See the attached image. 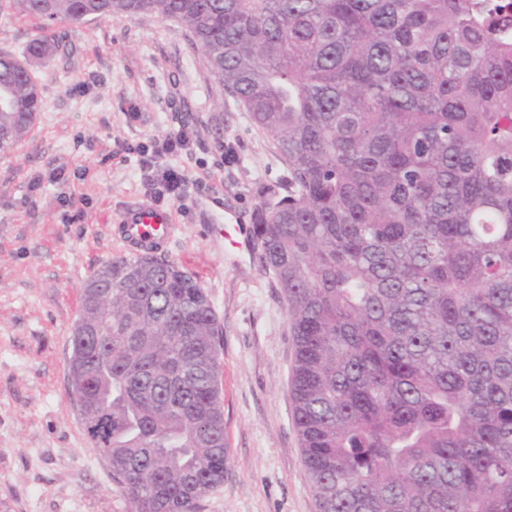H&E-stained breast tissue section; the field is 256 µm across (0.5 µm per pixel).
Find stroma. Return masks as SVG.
<instances>
[{"label":"stroma","mask_w":512,"mask_h":512,"mask_svg":"<svg viewBox=\"0 0 512 512\" xmlns=\"http://www.w3.org/2000/svg\"><path fill=\"white\" fill-rule=\"evenodd\" d=\"M29 67L41 110L0 152V512L130 510L85 435L68 360L82 286L115 258L113 229L133 201L173 213L167 258L197 279L223 330L230 462L200 512H319L291 414L287 307L246 236L263 190L287 183L269 137L189 34L154 14L61 30ZM182 125L190 148L157 160L192 180L176 202L138 147ZM228 218L239 246L224 239Z\"/></svg>","instance_id":"stroma-1"}]
</instances>
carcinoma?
<instances>
[{
	"mask_svg": "<svg viewBox=\"0 0 512 512\" xmlns=\"http://www.w3.org/2000/svg\"><path fill=\"white\" fill-rule=\"evenodd\" d=\"M55 29L152 13L204 52L288 165L254 250L287 303L290 398L320 512H512V16L494 0H7ZM0 142L40 110L0 54ZM68 369L112 420L133 512H200L224 483L219 319L162 257L112 259Z\"/></svg>",
	"mask_w": 512,
	"mask_h": 512,
	"instance_id": "carcinoma-1",
	"label": "carcinoma"
}]
</instances>
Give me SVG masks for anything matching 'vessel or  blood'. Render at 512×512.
I'll list each match as a JSON object with an SVG mask.
<instances>
[{"mask_svg": "<svg viewBox=\"0 0 512 512\" xmlns=\"http://www.w3.org/2000/svg\"><path fill=\"white\" fill-rule=\"evenodd\" d=\"M176 230L167 211L140 202L128 203L117 224L121 254L131 257L162 252Z\"/></svg>", "mask_w": 512, "mask_h": 512, "instance_id": "1", "label": "vessel or blood"}]
</instances>
